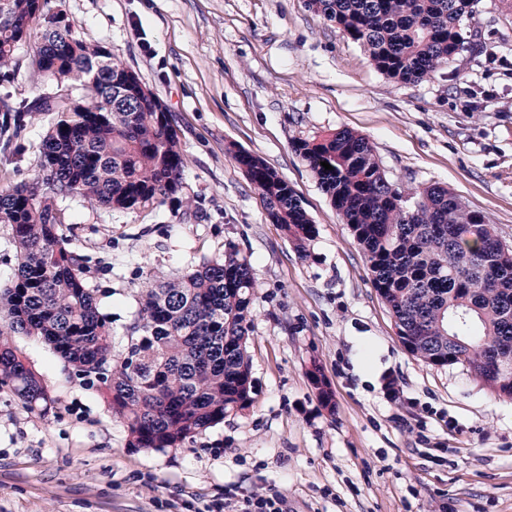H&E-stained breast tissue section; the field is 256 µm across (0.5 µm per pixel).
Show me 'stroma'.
<instances>
[{
    "label": "stroma",
    "mask_w": 512,
    "mask_h": 512,
    "mask_svg": "<svg viewBox=\"0 0 512 512\" xmlns=\"http://www.w3.org/2000/svg\"><path fill=\"white\" fill-rule=\"evenodd\" d=\"M84 41L116 52L166 105L185 159L183 203L125 211L62 202L99 312L122 337L138 297L236 247L256 303L252 404L175 448H132L122 422L42 340L15 344L53 399L42 414L0 386V512H215L276 494L288 512H512V400L463 366L400 342L368 263L294 150L339 128L366 136L405 193L447 187L512 244V9L480 0L482 52L398 84L306 0H50ZM16 52L14 100L53 92ZM49 119L0 150V184L32 183ZM264 158L316 227L299 253L230 154ZM332 391L323 406L308 371Z\"/></svg>",
    "instance_id": "1"
}]
</instances>
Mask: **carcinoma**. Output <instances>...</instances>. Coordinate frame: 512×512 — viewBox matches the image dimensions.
<instances>
[{"instance_id":"obj_1","label":"carcinoma","mask_w":512,"mask_h":512,"mask_svg":"<svg viewBox=\"0 0 512 512\" xmlns=\"http://www.w3.org/2000/svg\"><path fill=\"white\" fill-rule=\"evenodd\" d=\"M307 5L363 46L375 69L404 84L453 62L473 16L472 0ZM39 18L38 0H0V86ZM34 64L66 95L16 102L0 94V134L9 139L24 130L25 117L52 115L40 143L49 192L25 184L0 189V224L10 226L18 257L10 286L0 290V384L11 385L28 409L50 410L51 396L12 342L15 333L36 337L100 383L129 447L176 448L253 402L250 264L229 247L146 289L124 349L115 351L84 284L82 258L59 232L58 199L78 196L113 211L174 199L185 169L180 139L162 101L131 94V68L80 39L74 26L46 27ZM295 151L362 246L374 288L405 330L406 350L429 366L463 359L492 394L511 400L512 248H503L495 225L444 187L406 204L370 140L351 130L299 141ZM234 160L247 169L269 220L305 252L316 228L288 182L255 154Z\"/></svg>"}]
</instances>
